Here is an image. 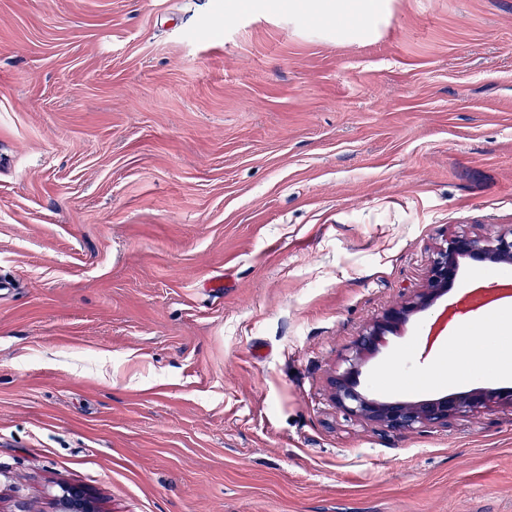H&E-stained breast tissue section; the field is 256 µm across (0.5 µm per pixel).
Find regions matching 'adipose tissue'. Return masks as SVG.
<instances>
[{"label":"adipose tissue","mask_w":512,"mask_h":512,"mask_svg":"<svg viewBox=\"0 0 512 512\" xmlns=\"http://www.w3.org/2000/svg\"><path fill=\"white\" fill-rule=\"evenodd\" d=\"M304 8L313 14L330 15L336 12L348 15L354 23L371 25L381 8L380 0H301ZM499 335L488 336L479 343L459 346L458 353L449 357L434 370L423 375L426 385H436L444 381L467 382L475 367H483L502 376L512 375V363L502 361L499 351L512 342V316L501 315L498 319Z\"/></svg>","instance_id":"adipose-tissue-1"}]
</instances>
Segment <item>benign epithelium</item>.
<instances>
[{
  "label": "benign epithelium",
  "mask_w": 512,
  "mask_h": 512,
  "mask_svg": "<svg viewBox=\"0 0 512 512\" xmlns=\"http://www.w3.org/2000/svg\"><path fill=\"white\" fill-rule=\"evenodd\" d=\"M512 264V229L494 237L454 235L432 252L425 283L404 302L388 309L357 337L343 359L345 368L331 379L333 400L347 414L399 435L428 427H446L494 408L512 409V391L479 388L419 401L378 399L358 390L359 367L375 354L384 337L410 317L432 311L456 278L460 260ZM56 512H101L98 500L87 489L65 485L56 500Z\"/></svg>",
  "instance_id": "obj_1"
}]
</instances>
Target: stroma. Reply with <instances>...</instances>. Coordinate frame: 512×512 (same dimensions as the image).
Returning <instances> with one entry per match:
<instances>
[{
  "label": "stroma",
  "mask_w": 512,
  "mask_h": 512,
  "mask_svg": "<svg viewBox=\"0 0 512 512\" xmlns=\"http://www.w3.org/2000/svg\"><path fill=\"white\" fill-rule=\"evenodd\" d=\"M0 0V512H512V411L339 409L448 236L512 229V0ZM462 261L359 387H420L512 301ZM304 8L312 14L330 15L336 10V14L348 15L354 23L359 25H371L381 8L379 0H298ZM56 500V512H101L98 500L87 489L65 485Z\"/></svg>",
  "instance_id": "35a3bbf8"
}]
</instances>
